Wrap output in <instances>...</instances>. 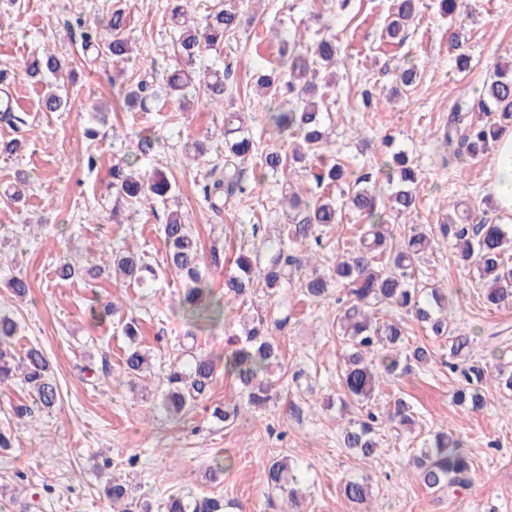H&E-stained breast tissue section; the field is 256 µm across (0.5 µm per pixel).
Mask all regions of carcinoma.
Returning a JSON list of instances; mask_svg holds the SVG:
<instances>
[{"mask_svg":"<svg viewBox=\"0 0 512 512\" xmlns=\"http://www.w3.org/2000/svg\"><path fill=\"white\" fill-rule=\"evenodd\" d=\"M415 0H396L392 19L386 24L384 34L392 42H401L412 20ZM190 0H172L170 22L178 30L176 42L177 67L171 70L160 85L142 79L128 88L123 96L124 106L130 110L145 107L148 99L162 90L168 97L186 95L193 89V81L202 75L204 94L212 104L224 102L229 94L224 72L218 69L196 71L195 61L203 49L217 47L238 32L240 14L231 3L211 13L205 25L199 27L188 21ZM82 32V47L87 49L99 44L102 30L110 38L105 40L104 53L112 62L121 64L127 60L128 40L124 37L127 16L121 9L112 11L103 27H89L77 20ZM284 49L285 70L264 73L257 79V86L269 98L266 123L278 137L299 138L302 146L291 152L281 147L258 149L253 138L245 133L242 113H228L224 128V165L213 164L209 170V183L203 189L205 200L215 210L218 201L226 194L245 193L241 185L239 166L245 160L259 159L261 176L280 174L288 177L285 185L288 193L282 195V203L288 206V223L283 225L277 238L278 250L265 262L249 254L241 253L235 260L236 271L224 277V294H217L210 279L209 270L217 266L220 256L216 249L205 255L194 237L191 226L184 223L176 211L170 212L162 232L166 247L167 269L183 285L180 306L191 330H204L224 320L226 305L245 297L254 285L268 290L284 288L292 284L294 276L310 265V257H300L296 250L312 251L321 245V231L339 223L338 215L346 206L364 220L360 225L358 241L353 244L348 257L336 261L332 272L312 273L299 279L298 288L308 299H323L334 284L349 288V305L343 310L341 328L346 336L348 354L345 355L340 381L344 392L353 401L365 402L373 398L380 373L394 374L400 362L392 348L404 341L403 332L396 323H377L375 306L385 305L412 313L430 325L436 336H448V367L460 370L464 384L455 392L458 404L466 402L479 409L485 399L480 388L488 373V365L477 361L462 369L453 359L467 357L474 339L467 332L448 327L440 317L444 310L443 297L432 289L428 304H423V289L413 282L415 260L430 247L433 238L419 224H397L401 215L408 216L416 208L417 175L403 154L396 153L384 163L380 171L395 189L383 200L377 191L378 180L369 174L354 175L339 161L332 164H316L331 144L326 129L323 106L324 93L317 83L322 69L339 66L341 46L334 35L318 40L307 47L297 35L281 38ZM66 63L54 53H46L24 61L22 74L46 82L49 92L41 101L46 112H56L68 103L64 95V71ZM477 108L494 112V122L472 120L458 135V124L463 119L461 111L454 112L444 140L450 144L454 136L467 147L473 157L493 145L505 125L512 124V73L496 71L495 79L484 86L477 98ZM300 174L310 179L318 192L305 199L295 189L294 176ZM340 190L343 201H337L330 187ZM112 189L117 198L130 205L152 204L172 192L171 181L158 171L143 172L129 162L119 160L112 166ZM489 202L484 198L475 204L465 216L454 213L448 223L440 225L441 236L456 251L461 260H474L483 283L488 303L501 306L512 304V266L505 254L512 251V237L498 224L484 220L478 224L473 216L480 205ZM113 270L122 278L139 287H149L156 280L153 268L144 262L134 250L112 255ZM18 333V323L8 314L0 313V387L15 381L26 385L34 396L38 409L52 408L60 398L59 388L49 362L42 350L32 346L22 354H16L13 338ZM245 339L236 347L219 354L183 351L184 362L175 361L166 376L167 388L161 406L168 415L180 417L189 412L199 400L209 395L219 370L234 376L247 397L250 410L265 406L272 399V384L267 380L273 364L280 359V348L271 337L269 325L258 318L244 326ZM376 354L378 362L368 364L362 353ZM123 371L130 378L151 372L153 364L148 352L133 345L123 361ZM378 416L368 413L367 420L348 427L343 432V444L356 448L365 456L378 446L375 441ZM384 421L392 425H404L411 421L409 406L403 400L395 402L393 410ZM424 447L415 459L419 479L430 489H453L467 481L470 457L465 440L454 430L445 428L423 440ZM111 466L105 460L100 474L105 476L103 493L118 512H132L128 503L125 484L112 475L105 474ZM264 476L269 487L288 496V501L299 504V490L294 487L296 478L292 464L286 459H276L265 467ZM343 497L353 505H361L369 495L366 481L346 479L341 487ZM165 512H223L222 500L214 497H190L181 494L169 496L164 503Z\"/></svg>","mask_w":512,"mask_h":512,"instance_id":"cac0c4a2","label":"carcinoma"}]
</instances>
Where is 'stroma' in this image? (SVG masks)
<instances>
[{
  "mask_svg": "<svg viewBox=\"0 0 512 512\" xmlns=\"http://www.w3.org/2000/svg\"><path fill=\"white\" fill-rule=\"evenodd\" d=\"M237 4L243 28L223 46L204 49L196 68L232 62L233 108L244 114L259 148L276 141L264 121L267 99L255 88L258 74L279 66L276 30L299 32L308 46L330 31L345 57L325 93V122L341 162L376 169L390 152H405L419 176L410 221L432 231L449 206L490 196L492 154L454 157L443 132L449 114L471 106L497 66L512 60V0H457L451 18L440 13L438 0H416L415 17L399 45L383 35L393 0H350L343 10L336 0ZM119 7L127 14L124 35L135 48L123 71L106 56L83 50L73 26L75 17L94 22ZM176 38L166 0H0V70L16 74L9 86L0 85V97L11 95L25 119L18 127L0 121V144L24 142L16 154L0 153V311L19 324L16 353L40 348L60 388L58 403L40 412L35 427L14 413L32 405L28 387L16 382L0 388V430L13 437L12 447L0 448V512H110L97 479L107 459L112 474L126 479L131 501L149 503L150 512H164L171 494L223 498L224 512H288L285 495L268 488L263 476L265 466L283 456L296 464L303 512H512V394L492 376L483 387L481 409L456 405L453 395L462 378L448 368V341L413 316L385 306L377 311L379 321L399 323L409 341L429 346L431 361L401 362L362 404L345 400L339 383L346 350L338 321L346 297L342 286L318 301L296 287L277 293L257 287L228 305L223 323L196 340L186 338L180 282L164 270L161 227L168 212L183 214L203 251L223 250L224 266L214 275L218 285L234 271L239 252L268 255L276 225L288 217L280 204V182L258 178L253 160L244 166L248 201L231 195L220 210L209 208L202 186L211 162L224 157V111L211 106L204 93L182 106L153 99L143 110L117 108L121 87L143 78V60H155L160 73L174 66ZM44 50L70 63L69 103L58 112L41 111L42 84L18 73L25 59ZM461 52L469 57L464 69L457 65ZM406 65L417 66L421 78L401 90L394 76ZM368 90L375 96L370 105L363 100ZM97 105L109 119L91 139L86 130ZM147 134L156 145L145 157L139 141ZM196 141L209 147L207 158H193ZM124 158L165 173L176 184L173 196L149 209L117 200L107 185L113 164ZM21 174L28 184L16 202L7 191ZM356 225V216L347 213L324 232L318 272L332 269ZM108 249L142 253L158 273L152 288L115 279L111 267L100 264ZM75 253L87 268L101 266V273L61 278L60 260ZM15 275L30 285L26 299L15 298L8 288ZM415 275L420 287L447 293L450 327L474 337L472 360L512 367V307L485 304L474 263L458 260L451 246L442 244L425 254ZM109 301L118 303L120 312L94 320L92 309ZM284 308L291 319L273 332L282 367L272 375L276 394L265 408L230 425L213 419L215 404L242 400L234 377L222 374L186 417L161 410L165 376L184 346L223 353L240 337L243 320L271 321ZM132 318L153 364L152 375L134 385L122 372L129 345L122 325ZM398 399L409 405L413 426L382 431L378 448L367 457L344 448L348 422L370 411L384 414ZM446 427L463 434L472 462L467 482L452 495L424 487L413 464L422 440ZM216 458L230 463L218 487L206 474ZM350 476L367 480L366 503L343 499L340 484Z\"/></svg>",
  "mask_w": 512,
  "mask_h": 512,
  "instance_id": "1",
  "label": "stroma"
}]
</instances>
